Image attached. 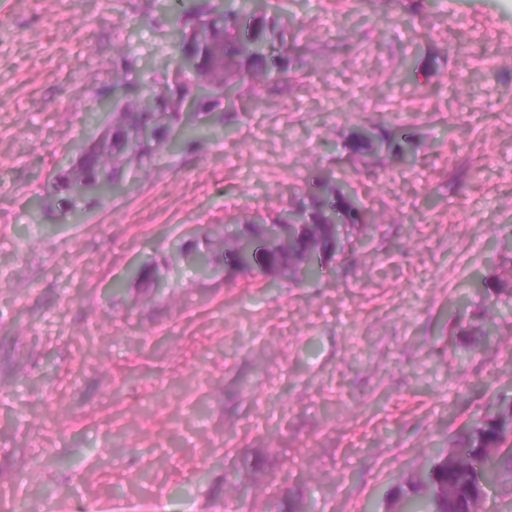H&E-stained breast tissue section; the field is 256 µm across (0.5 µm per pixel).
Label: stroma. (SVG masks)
Masks as SVG:
<instances>
[{
  "label": "stroma",
  "instance_id": "1",
  "mask_svg": "<svg viewBox=\"0 0 512 512\" xmlns=\"http://www.w3.org/2000/svg\"><path fill=\"white\" fill-rule=\"evenodd\" d=\"M169 3L0 0V507L389 512L512 398V0H272L287 76L81 223L37 209L100 127L72 112L172 63ZM365 127L408 159L353 155ZM326 181L367 235L297 282L226 263L230 233Z\"/></svg>",
  "mask_w": 512,
  "mask_h": 512
}]
</instances>
